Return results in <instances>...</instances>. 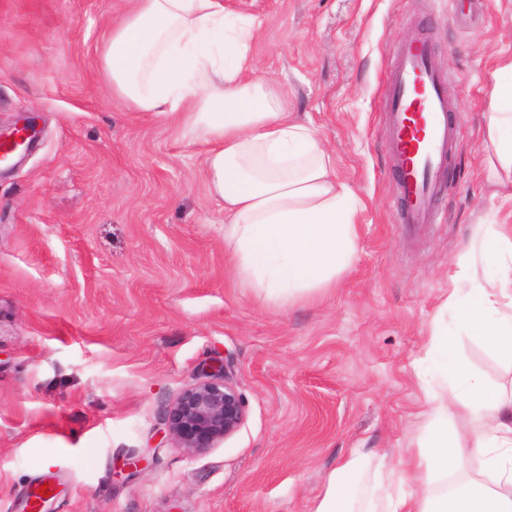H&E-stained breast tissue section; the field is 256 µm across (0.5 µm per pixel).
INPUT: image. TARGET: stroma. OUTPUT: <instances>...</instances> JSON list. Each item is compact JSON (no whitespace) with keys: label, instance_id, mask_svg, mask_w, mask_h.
I'll list each match as a JSON object with an SVG mask.
<instances>
[{"label":"stroma","instance_id":"1","mask_svg":"<svg viewBox=\"0 0 512 512\" xmlns=\"http://www.w3.org/2000/svg\"><path fill=\"white\" fill-rule=\"evenodd\" d=\"M128 0H0V129L36 144L0 176V512L41 481L46 512H312L355 448L400 463L422 412L413 364L433 322L491 386L501 360L443 303L482 224L512 225L488 176L486 114L512 61V0H224L255 16L257 72L288 93L357 202L356 252L294 302L238 287L205 147L113 103L100 51ZM425 23L457 131L433 223H403L381 98L393 53ZM230 371L240 429L190 457L160 418L202 369ZM146 465L115 475L126 458ZM35 138L36 131L32 123L26 121L25 118H20L15 122L9 134V140L6 143L12 152L17 151L21 147V152L25 155Z\"/></svg>","mask_w":512,"mask_h":512}]
</instances>
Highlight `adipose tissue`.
I'll return each mask as SVG.
<instances>
[{"label": "adipose tissue", "instance_id": "obj_1", "mask_svg": "<svg viewBox=\"0 0 512 512\" xmlns=\"http://www.w3.org/2000/svg\"><path fill=\"white\" fill-rule=\"evenodd\" d=\"M251 15L225 11L222 0H132L102 47L112 97L136 112L174 116L206 145L204 178L224 210V241L243 288L296 300L332 288L356 246V203L336 177L316 130L288 110L284 92L256 77ZM511 76L497 80L486 123L495 175L512 180ZM498 273L473 281L459 309L483 320V342L512 359V237L493 227L478 238ZM428 350L445 360L452 389L424 413L416 453L388 468L397 492L372 488L357 500L355 482L367 459L354 450L329 473L313 512H512V395L491 394L486 380L455 355L433 327ZM469 413V450L448 430V413ZM456 473L449 489L435 484Z\"/></svg>", "mask_w": 512, "mask_h": 512}]
</instances>
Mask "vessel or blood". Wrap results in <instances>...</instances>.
I'll use <instances>...</instances> for the list:
<instances>
[{
  "label": "vessel or blood",
  "instance_id": "vessel-or-blood-1",
  "mask_svg": "<svg viewBox=\"0 0 512 512\" xmlns=\"http://www.w3.org/2000/svg\"><path fill=\"white\" fill-rule=\"evenodd\" d=\"M382 95L390 110L394 168L407 201L403 221L431 223L455 130L448 121L452 103L423 31L410 32L396 48Z\"/></svg>",
  "mask_w": 512,
  "mask_h": 512
}]
</instances>
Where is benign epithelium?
<instances>
[{
	"label": "benign epithelium",
	"mask_w": 512,
	"mask_h": 512,
	"mask_svg": "<svg viewBox=\"0 0 512 512\" xmlns=\"http://www.w3.org/2000/svg\"><path fill=\"white\" fill-rule=\"evenodd\" d=\"M36 138L32 123L18 119L8 148L26 153ZM169 441L190 456L206 453L244 424L245 409L227 370L215 368L194 379L164 412Z\"/></svg>",
	"instance_id": "obj_1"
}]
</instances>
